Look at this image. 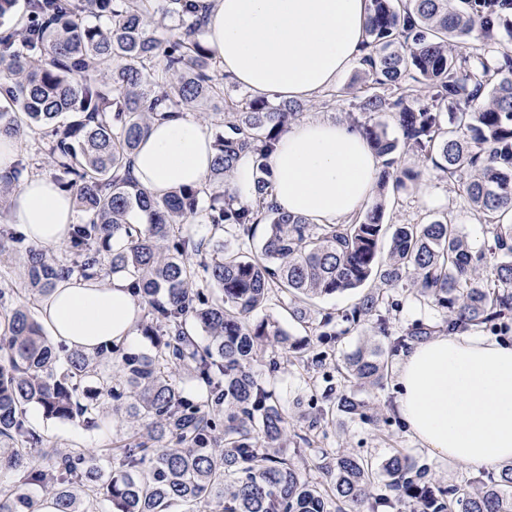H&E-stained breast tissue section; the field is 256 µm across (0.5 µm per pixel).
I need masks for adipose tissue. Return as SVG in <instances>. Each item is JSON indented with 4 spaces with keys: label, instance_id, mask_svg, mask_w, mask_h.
<instances>
[{
    "label": "adipose tissue",
    "instance_id": "adipose-tissue-1",
    "mask_svg": "<svg viewBox=\"0 0 512 512\" xmlns=\"http://www.w3.org/2000/svg\"><path fill=\"white\" fill-rule=\"evenodd\" d=\"M205 40L218 72L252 94L278 102L311 98L364 55L369 0H199ZM214 151L208 126L183 111L152 120L132 157L136 181L161 197L202 186ZM378 160L347 122L291 125L269 159L272 202L317 224H336L367 207ZM7 221L36 245L55 247L77 221L71 194L51 176H27L7 202ZM141 309L132 281L71 276L39 307L55 340L91 354L134 344ZM398 413L439 458L474 468L512 460V343L439 335L411 344L395 372Z\"/></svg>",
    "mask_w": 512,
    "mask_h": 512
}]
</instances>
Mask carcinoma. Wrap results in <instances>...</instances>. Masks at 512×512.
<instances>
[{
    "label": "carcinoma",
    "instance_id": "obj_1",
    "mask_svg": "<svg viewBox=\"0 0 512 512\" xmlns=\"http://www.w3.org/2000/svg\"><path fill=\"white\" fill-rule=\"evenodd\" d=\"M171 21L159 39L156 17ZM195 0H26V20L0 33V137L43 138L54 181L87 214L66 242L26 248L24 291L39 300L77 274L133 278L142 335L154 351L123 346L89 356L48 336L17 288H0V512H38L36 486L57 512H512V462L497 476L448 486L406 451L377 463L313 437L339 414L366 405L346 384L388 379L408 345L470 327L494 332L512 322V53H463L470 38L512 40V0H371L368 56L360 69L371 92L352 125L379 160L374 206L342 224H314L270 202L268 158L302 115L297 101L241 93L213 141L208 181L162 198L140 186L131 157L150 122L166 110L224 99ZM68 112L80 119L65 123ZM390 116L391 136L378 118ZM257 162V198L240 204L227 190L238 156ZM429 163L461 183L468 205L490 226L496 263L482 256L448 217L394 224L380 241L386 200L416 185ZM26 165L0 176V203ZM197 217L245 244L266 226L261 251L230 248L184 230ZM26 236L0 227V263ZM403 287L438 313L388 343L360 347L333 364L336 342L372 324L389 335ZM357 292L338 315H311L317 297ZM273 300L319 336L293 339L271 316ZM297 366L318 379L306 431L288 434L272 376ZM195 380L201 396L176 378ZM112 419L134 427L109 448L59 453L31 425L47 420L96 427L104 401ZM386 479L377 488L378 474Z\"/></svg>",
    "mask_w": 512,
    "mask_h": 512
}]
</instances>
